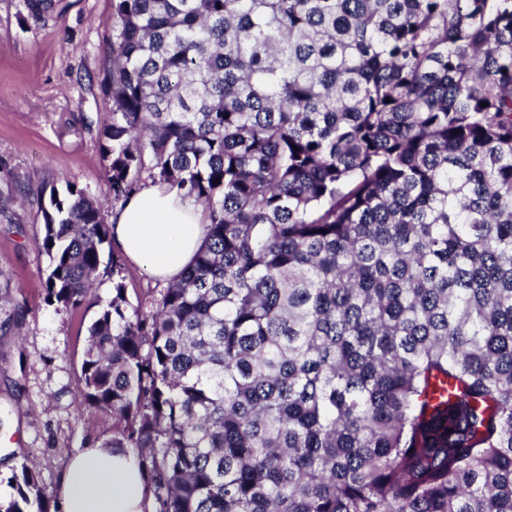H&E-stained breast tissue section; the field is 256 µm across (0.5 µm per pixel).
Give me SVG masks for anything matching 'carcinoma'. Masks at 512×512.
<instances>
[{"mask_svg": "<svg viewBox=\"0 0 512 512\" xmlns=\"http://www.w3.org/2000/svg\"><path fill=\"white\" fill-rule=\"evenodd\" d=\"M111 56L112 202L176 188L203 243L133 303L66 180L38 245L65 310L112 272L82 405L152 512H512V0H112Z\"/></svg>", "mask_w": 512, "mask_h": 512, "instance_id": "carcinoma-1", "label": "carcinoma"}]
</instances>
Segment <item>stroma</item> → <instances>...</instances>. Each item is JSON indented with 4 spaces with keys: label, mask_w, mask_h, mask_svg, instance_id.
<instances>
[{
    "label": "stroma",
    "mask_w": 512,
    "mask_h": 512,
    "mask_svg": "<svg viewBox=\"0 0 512 512\" xmlns=\"http://www.w3.org/2000/svg\"><path fill=\"white\" fill-rule=\"evenodd\" d=\"M41 22L23 0H0V289L17 330L0 335V500L14 490L12 469L37 463L44 491L56 497L69 458L112 436L107 414L78 412L86 328L112 297V276L94 286V305L71 312L45 299L48 258L40 198L71 180L108 194L100 128L112 118L103 94L112 0H62Z\"/></svg>",
    "instance_id": "obj_1"
}]
</instances>
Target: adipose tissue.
<instances>
[{
    "label": "adipose tissue",
    "instance_id": "ef3b65f1",
    "mask_svg": "<svg viewBox=\"0 0 512 512\" xmlns=\"http://www.w3.org/2000/svg\"><path fill=\"white\" fill-rule=\"evenodd\" d=\"M115 247L155 276L178 278L204 236L202 208L166 185H147L111 216ZM63 512H149L147 483L132 455L92 446L69 462L59 482Z\"/></svg>",
    "mask_w": 512,
    "mask_h": 512
}]
</instances>
